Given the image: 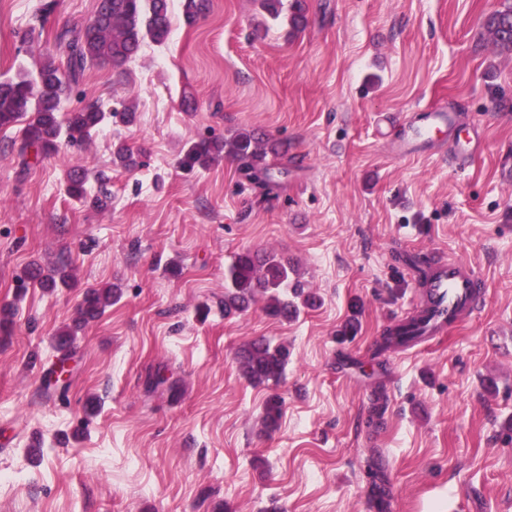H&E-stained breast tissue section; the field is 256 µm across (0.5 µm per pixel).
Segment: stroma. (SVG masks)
<instances>
[{"label":"stroma","mask_w":512,"mask_h":512,"mask_svg":"<svg viewBox=\"0 0 512 512\" xmlns=\"http://www.w3.org/2000/svg\"><path fill=\"white\" fill-rule=\"evenodd\" d=\"M0 0V81L46 57L96 0ZM503 0H306L290 33L259 0H210L144 41L123 70L95 66L62 112L136 107L80 145L22 166L0 130V512H371L366 460L380 455L392 512H512V54L483 21ZM455 112L477 152L441 134L423 158L393 157L379 117ZM238 129L288 143L261 194L227 160L184 171L183 147ZM139 155L113 166L117 144ZM107 172L111 196L70 199L65 172ZM287 256L314 307L285 321L261 305L224 314V269L240 253ZM466 260L484 279L463 324L416 352L371 347L421 304L403 258ZM67 265L68 287L23 288L30 264ZM120 299L79 331L69 387L47 389L55 338L86 289ZM349 341L338 338L349 320ZM265 336L290 359L276 385L240 373L237 349ZM495 374L494 390L483 379ZM384 429L366 426L373 391ZM284 400L275 430L262 407ZM96 412L86 415L84 405Z\"/></svg>","instance_id":"35a3bbf8"}]
</instances>
